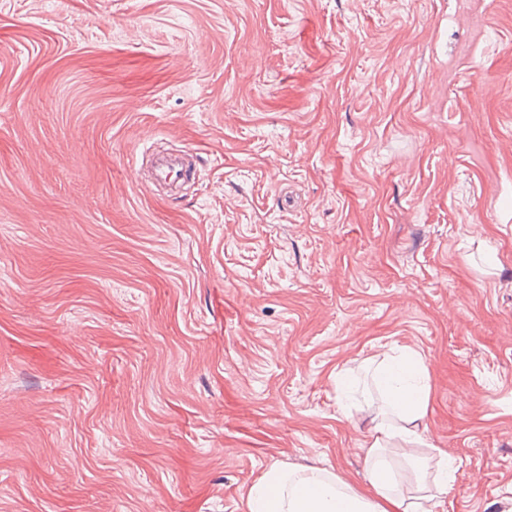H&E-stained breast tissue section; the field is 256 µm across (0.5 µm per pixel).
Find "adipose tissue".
<instances>
[{
  "mask_svg": "<svg viewBox=\"0 0 512 512\" xmlns=\"http://www.w3.org/2000/svg\"><path fill=\"white\" fill-rule=\"evenodd\" d=\"M422 370V360L412 353L398 356L396 365L381 370L378 380L387 391L390 412L375 415L369 445L374 452L400 448L420 472L427 469L428 462L412 457L411 451L420 439L418 423L429 407V390L418 379ZM369 485V492L363 493L323 469L298 472L274 466L248 488L245 512H400L404 501L387 470L372 467Z\"/></svg>",
  "mask_w": 512,
  "mask_h": 512,
  "instance_id": "adipose-tissue-1",
  "label": "adipose tissue"
}]
</instances>
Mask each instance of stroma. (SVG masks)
<instances>
[{
  "label": "stroma",
  "instance_id": "stroma-1",
  "mask_svg": "<svg viewBox=\"0 0 512 512\" xmlns=\"http://www.w3.org/2000/svg\"><path fill=\"white\" fill-rule=\"evenodd\" d=\"M404 351L512 512V0H0V512L366 490Z\"/></svg>",
  "mask_w": 512,
  "mask_h": 512
}]
</instances>
